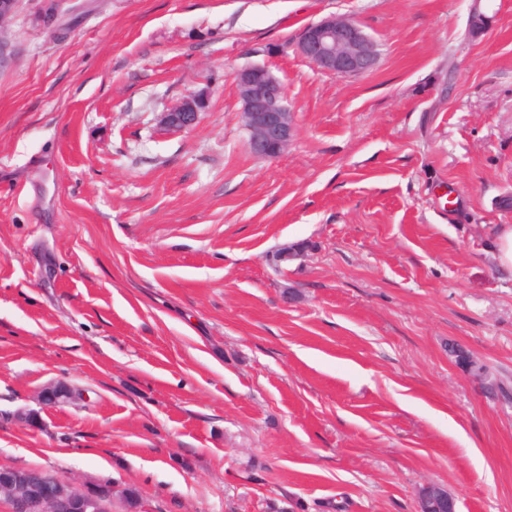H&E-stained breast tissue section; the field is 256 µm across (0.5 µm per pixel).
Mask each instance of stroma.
I'll return each mask as SVG.
<instances>
[{
	"label": "stroma",
	"mask_w": 512,
	"mask_h": 512,
	"mask_svg": "<svg viewBox=\"0 0 512 512\" xmlns=\"http://www.w3.org/2000/svg\"><path fill=\"white\" fill-rule=\"evenodd\" d=\"M42 15L20 0L0 62V462L111 482L114 512H420L430 486L512 512V0ZM330 16L373 70L298 55ZM253 64L295 114L272 159ZM200 92L194 129L160 124ZM57 383L79 398L44 405ZM296 50L318 69L338 77L369 72L378 58L374 42L359 24L335 16L307 26ZM242 103L249 147L262 158L281 155L295 135L294 114L286 105L283 84L263 65H249L232 75Z\"/></svg>",
	"instance_id": "35a3bbf8"
}]
</instances>
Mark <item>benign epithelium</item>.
I'll list each match as a JSON object with an SVG mask.
<instances>
[{"mask_svg":"<svg viewBox=\"0 0 512 512\" xmlns=\"http://www.w3.org/2000/svg\"><path fill=\"white\" fill-rule=\"evenodd\" d=\"M18 0H0V43L14 16ZM298 54L318 69L338 77L364 74L374 68L378 54L372 39L355 21L331 17L307 26L296 41ZM242 103L245 126L250 132L249 147L262 158L281 155L295 135L294 114L286 105L283 84L263 65H249L232 75ZM206 109V96L194 94L169 111L160 123L168 130L193 129ZM47 405L72 400L71 387L59 384L45 389ZM0 496L8 512H112V485L79 489L60 481L46 483L31 472L0 463ZM421 512H456L454 500L437 488L425 489Z\"/></svg>","mask_w":512,"mask_h":512,"instance_id":"7a95c632","label":"benign epithelium"}]
</instances>
